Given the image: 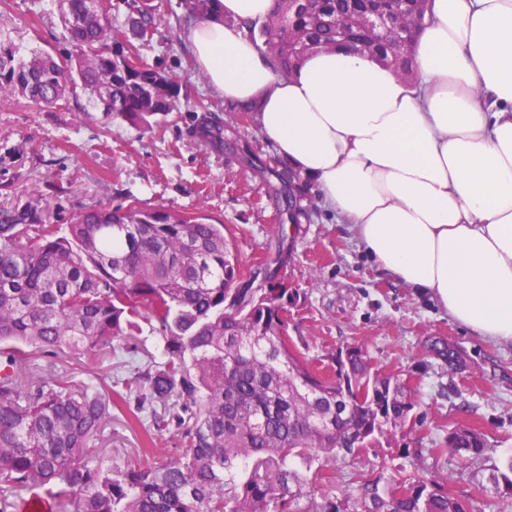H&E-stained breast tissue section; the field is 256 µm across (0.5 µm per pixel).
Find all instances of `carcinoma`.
<instances>
[{"mask_svg": "<svg viewBox=\"0 0 512 512\" xmlns=\"http://www.w3.org/2000/svg\"><path fill=\"white\" fill-rule=\"evenodd\" d=\"M128 31L156 29L152 0H132ZM266 19L244 24L277 71L289 75L308 54L346 44L407 74L427 0L398 6V23L376 34L352 0H307L296 12L277 0ZM96 0H61L69 45L24 57L0 31V100L23 97L53 109L82 88L99 111L151 126L179 108L183 77L125 50L112 13ZM184 24L205 18L212 0H185ZM197 134L224 146L212 114ZM233 150L278 199L291 221L303 214L307 181L285 161L265 164ZM225 225L202 213L94 205L60 228L28 207L0 212V512H25L18 490L55 487L75 512H468L442 485L405 473L397 437L412 428L411 390L373 366L361 345L332 356L334 374L312 366L288 336L299 295L272 282L276 259L243 273ZM154 339L148 349L143 332ZM120 349L135 368L134 417L157 433L180 430L177 458L159 466L91 463L92 443L112 420V370L75 381L56 360L89 365ZM448 447L473 457L486 442L476 429L448 432ZM387 448L377 464L361 457ZM349 469L352 484L320 483ZM488 480L512 507V460Z\"/></svg>", "mask_w": 512, "mask_h": 512, "instance_id": "1", "label": "carcinoma"}]
</instances>
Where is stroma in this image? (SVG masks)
Returning <instances> with one entry per match:
<instances>
[{"mask_svg":"<svg viewBox=\"0 0 512 512\" xmlns=\"http://www.w3.org/2000/svg\"><path fill=\"white\" fill-rule=\"evenodd\" d=\"M160 24L130 50L145 62L187 76L178 111L153 129L99 112L84 91L45 111L24 98L0 102V212L35 204L49 223L68 224L83 208L139 202L146 208L205 212L223 221L243 270L274 251L278 236L290 243L282 273L300 295L288 334L314 365L330 364L340 347L363 345L372 364L400 375L412 390L419 423L406 437L407 472L445 482L469 512H500V495L487 476L512 458V346L472 336L429 294L405 288L380 272L309 192L308 217L280 223L278 204L239 155L198 140L195 127L219 114L227 132L246 140L261 158L276 157L252 113L232 112L207 81L197 79L188 32L178 28L181 0H155ZM0 29L22 52L58 53L67 43L60 0H0ZM439 341L459 355L457 369L430 349ZM478 429L485 454L462 459L447 447L449 429ZM180 445L177 432L154 435L149 419L128 406L112 412L98 436L100 457L142 458L163 464Z\"/></svg>","mask_w":512,"mask_h":512,"instance_id":"obj_1","label":"stroma"}]
</instances>
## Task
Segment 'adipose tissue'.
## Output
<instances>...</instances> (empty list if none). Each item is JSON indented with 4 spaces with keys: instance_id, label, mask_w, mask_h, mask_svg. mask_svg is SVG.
<instances>
[{
    "instance_id": "adipose-tissue-1",
    "label": "adipose tissue",
    "mask_w": 512,
    "mask_h": 512,
    "mask_svg": "<svg viewBox=\"0 0 512 512\" xmlns=\"http://www.w3.org/2000/svg\"><path fill=\"white\" fill-rule=\"evenodd\" d=\"M276 0H215L196 68L358 246L472 335L512 345V0H430L412 75L345 46L288 76L245 38Z\"/></svg>"
}]
</instances>
